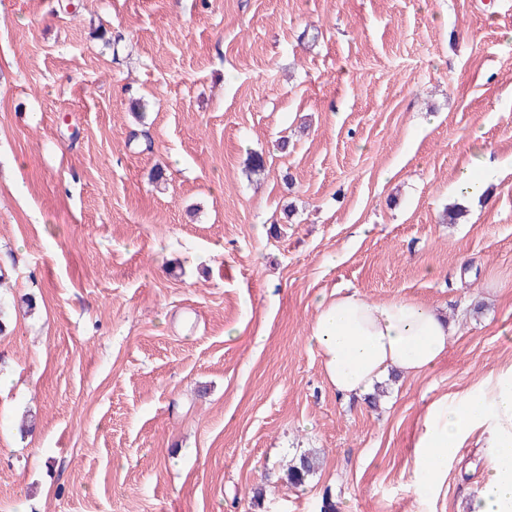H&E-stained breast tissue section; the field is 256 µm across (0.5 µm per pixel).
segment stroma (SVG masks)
Instances as JSON below:
<instances>
[{
	"mask_svg": "<svg viewBox=\"0 0 512 512\" xmlns=\"http://www.w3.org/2000/svg\"><path fill=\"white\" fill-rule=\"evenodd\" d=\"M510 33L512 0H0V512H462L474 443L408 479L427 406L512 364ZM346 288L455 325L375 407L306 340ZM501 165L489 160V154H480L475 166H469L460 174L454 185L456 193L469 199H481L486 196L489 184L497 180ZM316 460L308 454L296 457L289 465L285 475L286 482L291 486H300L305 483L315 471Z\"/></svg>",
	"mask_w": 512,
	"mask_h": 512,
	"instance_id": "35a3bbf8",
	"label": "stroma"
}]
</instances>
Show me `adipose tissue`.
Masks as SVG:
<instances>
[{
  "mask_svg": "<svg viewBox=\"0 0 512 512\" xmlns=\"http://www.w3.org/2000/svg\"><path fill=\"white\" fill-rule=\"evenodd\" d=\"M501 165L480 155L454 188L469 199L484 198ZM307 340L320 358L327 384L340 397L365 395L380 380L428 373L448 351L451 325L435 309L405 299L367 300L348 289L319 300ZM488 459L483 485L467 512H512V365L482 376L462 393L434 401L415 441L414 493H432L447 474L448 461L467 440Z\"/></svg>",
  "mask_w": 512,
  "mask_h": 512,
  "instance_id": "1",
  "label": "adipose tissue"
}]
</instances>
